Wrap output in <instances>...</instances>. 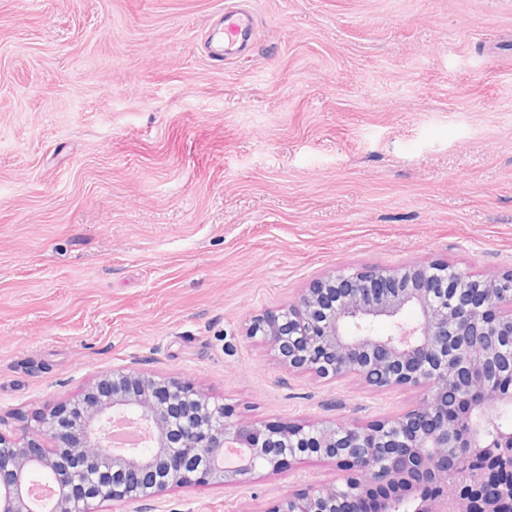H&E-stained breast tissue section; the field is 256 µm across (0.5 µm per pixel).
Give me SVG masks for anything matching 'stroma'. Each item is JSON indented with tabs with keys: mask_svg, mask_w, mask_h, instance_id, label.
Returning a JSON list of instances; mask_svg holds the SVG:
<instances>
[{
	"mask_svg": "<svg viewBox=\"0 0 512 512\" xmlns=\"http://www.w3.org/2000/svg\"><path fill=\"white\" fill-rule=\"evenodd\" d=\"M0 0V417L129 366L233 418L363 424L421 390L288 370L245 329L315 279L512 269V0ZM311 457L94 512H269ZM223 19V20H222ZM220 27H211L208 38L215 41L225 56L234 57L254 39V18L245 10H225Z\"/></svg>",
	"mask_w": 512,
	"mask_h": 512,
	"instance_id": "obj_1",
	"label": "stroma"
}]
</instances>
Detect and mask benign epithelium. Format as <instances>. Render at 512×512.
Listing matches in <instances>:
<instances>
[{
	"mask_svg": "<svg viewBox=\"0 0 512 512\" xmlns=\"http://www.w3.org/2000/svg\"><path fill=\"white\" fill-rule=\"evenodd\" d=\"M408 308L420 317L403 320ZM391 325L375 333L377 321ZM247 336L291 369L326 379L356 375L376 389L424 390L421 403L366 424L231 420L191 382L129 367L96 382L35 431L0 430V512H31L37 472L52 478V512H91L93 502L153 501L185 484L249 481L303 456L334 457L339 483L289 496L269 512H322L341 498L389 490L377 512H512V269L477 278L446 261L361 267L314 281ZM118 416L144 423L151 444L108 452ZM51 440L48 448L43 440Z\"/></svg>",
	"mask_w": 512,
	"mask_h": 512,
	"instance_id": "1",
	"label": "benign epithelium"
}]
</instances>
